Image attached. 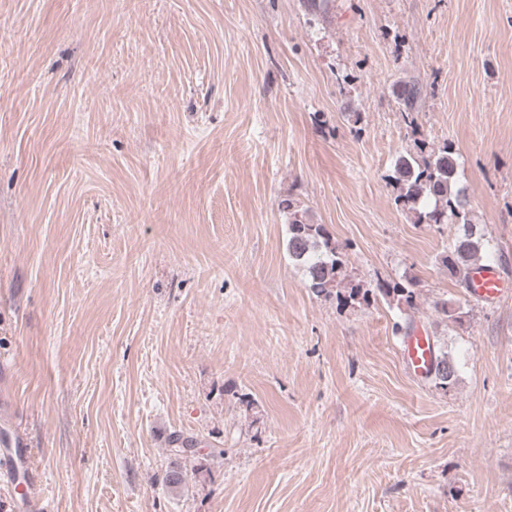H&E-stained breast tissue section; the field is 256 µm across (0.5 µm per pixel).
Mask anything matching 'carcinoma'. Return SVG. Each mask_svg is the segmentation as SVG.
<instances>
[{
  "label": "carcinoma",
  "instance_id": "obj_1",
  "mask_svg": "<svg viewBox=\"0 0 512 512\" xmlns=\"http://www.w3.org/2000/svg\"><path fill=\"white\" fill-rule=\"evenodd\" d=\"M405 121L416 124L418 102L423 86L411 80L395 91ZM396 192L395 202L413 214L417 224H454L456 235L438 255V263L448 276L463 288L469 286L471 269L488 254L490 245L480 225L476 224L467 208L463 191L458 187L459 171L451 146H431L424 140L399 154L391 176ZM288 211L289 256L302 267L307 287L316 296L336 297L343 306L355 303L371 304L382 298L399 310L413 313L418 309L420 289L413 279L380 280L372 288L354 282L347 273L344 247L331 237L325 226L315 224L300 213V205L291 198L281 200ZM430 376L436 387L448 391L455 385L458 370L446 352L435 355ZM167 464L163 485L173 493L184 491L190 474L189 458L196 455L192 440L178 433L168 439Z\"/></svg>",
  "mask_w": 512,
  "mask_h": 512
}]
</instances>
